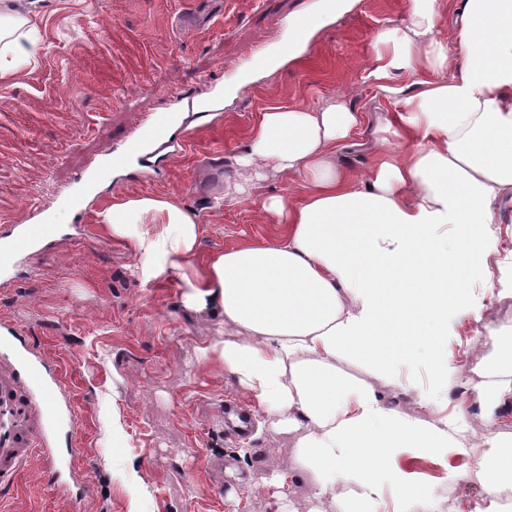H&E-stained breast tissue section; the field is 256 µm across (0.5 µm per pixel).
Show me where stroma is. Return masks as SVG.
I'll list each match as a JSON object with an SVG mask.
<instances>
[{"instance_id": "stroma-1", "label": "stroma", "mask_w": 512, "mask_h": 512, "mask_svg": "<svg viewBox=\"0 0 512 512\" xmlns=\"http://www.w3.org/2000/svg\"><path fill=\"white\" fill-rule=\"evenodd\" d=\"M320 0H39L35 64L0 83V225L55 224L83 235L37 256H19L20 274L0 284V335L13 330L63 375L74 418L59 429L58 451L76 449L69 493L45 480L34 460L0 487V512H308L309 478L284 490L260 484L285 469L291 436L255 425L245 436L224 428L227 406L248 397L201 347L214 318L182 308L177 288L144 281L132 240L115 241L95 222L108 198H176L198 216L203 255L264 243L278 230L257 203L296 188L288 177L260 182L254 200L224 198L233 158L270 103L314 107L346 99L365 121L342 162L360 171L374 160L380 126L395 105L366 79L379 32L401 26L408 0H346L311 32L296 55L278 52L291 20ZM273 55L267 69L254 60ZM176 112L171 139L150 166L108 167L107 151L132 128L148 133L155 115ZM107 167L91 193L74 177ZM480 298L473 316L451 324L448 366L462 385L499 333L512 332V296ZM387 406L429 419L437 397L431 357L418 349L392 380L343 363ZM484 449L447 465L410 454L398 465L429 491L432 512H488L490 497L472 480Z\"/></svg>"}]
</instances>
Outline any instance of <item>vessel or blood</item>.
Returning <instances> with one entry per match:
<instances>
[{
    "label": "vessel or blood",
    "mask_w": 512,
    "mask_h": 512,
    "mask_svg": "<svg viewBox=\"0 0 512 512\" xmlns=\"http://www.w3.org/2000/svg\"><path fill=\"white\" fill-rule=\"evenodd\" d=\"M144 138L130 132L113 165L140 154ZM59 233L50 224H14L0 236V254L25 253L55 243ZM59 373H48L41 355L9 336H0V486L13 484L31 459H41L50 479H58L65 458L57 456L51 441L57 428L71 423L72 405L53 394Z\"/></svg>",
    "instance_id": "1"
}]
</instances>
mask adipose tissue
Listing matches in <instances>:
<instances>
[{"label":"adipose tissue","mask_w":512,"mask_h":512,"mask_svg":"<svg viewBox=\"0 0 512 512\" xmlns=\"http://www.w3.org/2000/svg\"><path fill=\"white\" fill-rule=\"evenodd\" d=\"M441 3L409 0L402 26L377 36L367 73L396 105L387 130L410 149L379 139L373 167L353 172L337 157L363 114L343 99L261 112L224 195L243 198L270 175L299 177L296 192L260 205L280 227L271 240L200 260L202 227L176 200L125 196L97 213L109 236L134 240L145 280L176 284L185 309L217 318L222 337L201 356L232 376L272 432L297 434L289 470L311 477L309 512H406L424 489L399 455L443 464L474 449L465 410L414 419L338 368L349 361L389 379L422 345L438 391L450 394L449 323L472 309L476 280L512 290L495 230L512 204V0H463L453 48L435 35ZM31 13L23 0H0V81L38 56ZM402 72L410 83L398 82ZM475 390L495 423L512 398V339ZM486 443L493 452L476 475L494 497L512 486V433Z\"/></svg>","instance_id":"obj_1"}]
</instances>
